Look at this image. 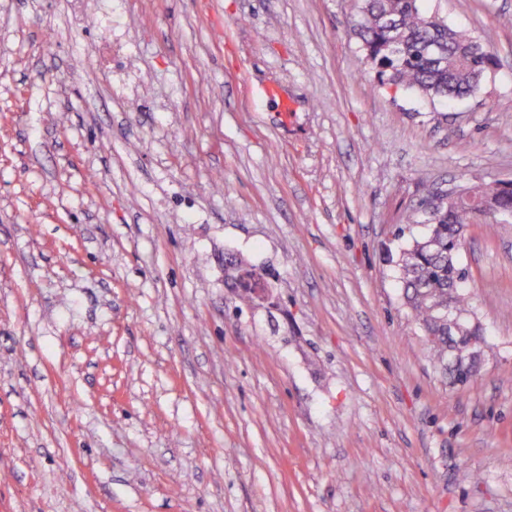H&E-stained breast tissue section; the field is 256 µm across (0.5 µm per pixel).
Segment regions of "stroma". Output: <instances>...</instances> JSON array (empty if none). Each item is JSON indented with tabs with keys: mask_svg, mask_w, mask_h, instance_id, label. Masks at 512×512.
I'll return each mask as SVG.
<instances>
[{
	"mask_svg": "<svg viewBox=\"0 0 512 512\" xmlns=\"http://www.w3.org/2000/svg\"><path fill=\"white\" fill-rule=\"evenodd\" d=\"M422 6L472 96L378 85L353 0H0V512H512V222L468 385L397 266L426 188L512 179V0ZM224 274L226 287L233 288L242 300L248 302L263 299L268 288L267 279L273 277L270 272L258 270L236 255L224 257Z\"/></svg>",
	"mask_w": 512,
	"mask_h": 512,
	"instance_id": "stroma-1",
	"label": "stroma"
}]
</instances>
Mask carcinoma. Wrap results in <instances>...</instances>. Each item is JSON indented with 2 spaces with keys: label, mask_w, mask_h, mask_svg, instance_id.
<instances>
[{
  "label": "carcinoma",
  "mask_w": 512,
  "mask_h": 512,
  "mask_svg": "<svg viewBox=\"0 0 512 512\" xmlns=\"http://www.w3.org/2000/svg\"><path fill=\"white\" fill-rule=\"evenodd\" d=\"M421 0H355V30L367 61L382 86L412 91L434 102H448L473 95L493 59L480 40L456 30L440 17L426 13ZM463 195L436 204L437 191L423 195L407 216H419L432 225L430 234L413 240L399 263L404 304L420 327L434 363L451 383L459 372L448 367V354L458 356L461 370L471 378L470 345L484 341L474 321L465 288L468 274L455 252L457 240L481 211L499 219L512 215V180L479 182L459 187ZM226 287L244 301L265 297L272 274L258 270L236 255L224 257ZM453 303L468 320L465 330L448 336V322L435 310Z\"/></svg>",
  "instance_id": "carcinoma-1"
}]
</instances>
